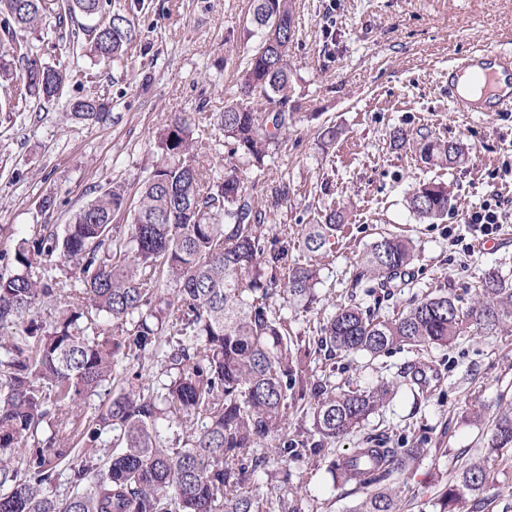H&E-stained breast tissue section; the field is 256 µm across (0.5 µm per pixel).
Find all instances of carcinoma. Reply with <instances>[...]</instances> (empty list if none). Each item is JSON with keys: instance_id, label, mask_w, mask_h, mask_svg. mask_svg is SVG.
I'll use <instances>...</instances> for the list:
<instances>
[{"instance_id": "carcinoma-1", "label": "carcinoma", "mask_w": 512, "mask_h": 512, "mask_svg": "<svg viewBox=\"0 0 512 512\" xmlns=\"http://www.w3.org/2000/svg\"><path fill=\"white\" fill-rule=\"evenodd\" d=\"M111 2L0 0L5 107L50 102L66 84L67 71L47 64L27 37L50 18L59 29L77 24L94 64L124 63L141 2L121 11ZM249 23L263 39L240 71L241 96L224 101L216 121L227 157L261 168L295 119L286 110L298 37L293 0H252ZM108 116L98 97H74L63 113L76 121ZM158 148L161 163L134 195L114 183L63 227L32 225L0 251L12 268L0 273V512H272L260 488H249L269 475L270 461L290 448L321 455L391 396L385 385L353 391L311 381L313 355L426 351L512 323V282L490 269L466 312L445 294L426 295L389 318L376 300L345 306L320 335L295 339L283 309L319 303V270L289 258L288 225L271 237L262 230L288 200V183L261 202L257 183L236 169L213 175L186 113L161 130ZM415 150L439 167L463 161L456 143L429 133L419 134ZM407 205L433 222L448 215L451 199L447 186L430 181ZM344 219L334 208L309 219L306 253H327ZM415 257L412 240L383 235L362 252L353 285L406 288ZM59 258L72 265L67 283L55 275ZM48 309L55 314L44 320ZM107 385L108 402L87 409ZM298 404L311 409L320 437L311 447L288 438V406ZM43 422L50 435L40 446ZM502 448H512V408L497 414L488 453ZM424 452L354 448L328 472L364 491L349 512H398L388 481ZM488 480L483 458L458 483L476 491ZM63 481L71 491L62 498Z\"/></svg>"}]
</instances>
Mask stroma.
Here are the masks:
<instances>
[{"mask_svg":"<svg viewBox=\"0 0 512 512\" xmlns=\"http://www.w3.org/2000/svg\"><path fill=\"white\" fill-rule=\"evenodd\" d=\"M298 40L291 52L292 103L298 116L288 140L264 169L224 156L214 123L227 95L237 90V68L247 41L250 0H143L141 35L127 63L104 69L81 48L35 49L71 79L61 98L31 102L22 112H0V250L21 229L65 224L93 192L119 181L128 190L161 162L159 132L186 112L209 149L213 170L236 167L246 182L272 188L288 181L287 204L269 216L267 234L296 226L306 210L342 209L347 222L320 261L323 301L310 312L288 314L291 335L306 336L319 318L349 302L368 306L365 286H352L364 248L384 234L413 238L412 285L391 289L381 312H401L413 293L448 294L463 309L486 270L512 278V112H457L448 98V66L481 48L512 43V0H294ZM73 95L109 101L107 122L66 120ZM337 127L334 149L323 151L321 131ZM460 143L463 163L448 168L420 160L394 131ZM446 183L454 208L433 224L420 222L405 201L419 183ZM58 206L41 211L42 198ZM497 203L500 225L492 238L465 223L466 213ZM429 365L440 379L426 390L404 383L410 365ZM308 374L346 389L387 383L395 391L365 425L337 440L333 454L363 447L370 436L425 455L393 487L400 512H436L445 485L456 484L471 460L488 456L493 418L512 403V327L466 335L418 353L395 348L379 358L364 354L312 360ZM490 479L477 491L460 490L456 512H512V448L489 456ZM328 462L289 456L272 463L274 480L260 490L275 512L285 503L300 512H347L356 496L334 484Z\"/></svg>","mask_w":512,"mask_h":512,"instance_id":"35a3bbf8","label":"stroma"}]
</instances>
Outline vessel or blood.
Instances as JSON below:
<instances>
[{"label":"vessel or blood","mask_w":512,"mask_h":512,"mask_svg":"<svg viewBox=\"0 0 512 512\" xmlns=\"http://www.w3.org/2000/svg\"><path fill=\"white\" fill-rule=\"evenodd\" d=\"M483 78V96L471 101L459 85V73ZM448 95L460 112H508L512 110V47L487 48L454 62L448 68Z\"/></svg>","instance_id":"obj_1"}]
</instances>
